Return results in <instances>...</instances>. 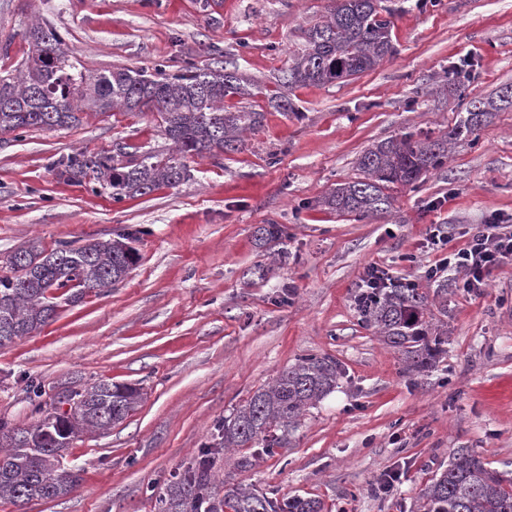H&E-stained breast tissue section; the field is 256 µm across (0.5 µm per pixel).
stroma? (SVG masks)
<instances>
[{
	"mask_svg": "<svg viewBox=\"0 0 512 512\" xmlns=\"http://www.w3.org/2000/svg\"><path fill=\"white\" fill-rule=\"evenodd\" d=\"M326 3L0 0V73L31 53L25 31L40 22L97 72L159 63L176 72L231 57L265 89L249 100L265 117L242 151L195 160L180 186L120 202L60 179L51 164L77 149L166 148L156 113L0 134V276L32 240L51 249L129 233L140 254L123 281L60 305L40 330L0 348V419L17 426L36 420L33 382L53 394L102 377L143 393L122 423L69 448L79 483L26 512H156V493L214 445L217 421L305 354L336 361V389L277 455L247 469L237 454L218 455L219 478L280 499L313 497L323 512H419L421 489L459 448L512 478V264L475 295L460 276L426 274L438 257L430 225L453 247L489 218L512 225V109L417 187L395 189L385 218L322 204L357 177L373 144L455 125L454 63L476 73L469 96L512 85V0H387L392 56L340 84L290 89L295 111L269 108L276 76ZM265 224L286 227L287 257L259 247ZM372 263L430 292L447 287L448 343L431 368L406 370L361 325L353 295Z\"/></svg>",
	"mask_w": 512,
	"mask_h": 512,
	"instance_id": "1",
	"label": "stroma"
}]
</instances>
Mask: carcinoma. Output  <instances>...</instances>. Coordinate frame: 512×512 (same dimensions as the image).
<instances>
[{"label":"carcinoma","instance_id":"carcinoma-1","mask_svg":"<svg viewBox=\"0 0 512 512\" xmlns=\"http://www.w3.org/2000/svg\"><path fill=\"white\" fill-rule=\"evenodd\" d=\"M393 14L384 0H331L323 20L302 31V43L277 76L283 89L341 83L374 69L394 54ZM26 37L31 56L16 74L0 75V132L68 128L85 111L155 112L168 150L141 147L87 154L73 152L56 162L58 176L88 184L112 199L143 196L161 186L177 187L191 177L190 161L240 150L245 135L262 126L264 113L250 106L234 110L227 97L251 98L262 92L246 82L230 60L222 66L186 67L168 73L121 68L94 73L65 47L53 28L32 25ZM512 108V86L495 96L472 98L447 132L414 140L396 137L366 149L357 167L361 176L336 185L323 204L340 213L376 218L388 213L390 190L413 187L442 168L448 152L464 144L494 113ZM284 228L266 224L257 230L260 245L283 244ZM137 261L128 238L62 243L47 252L38 242L15 251L8 263L12 275L0 277V336H26L51 320L58 300L77 303L86 287L102 291L121 282ZM355 303L361 323L398 352L407 369L428 367L448 343V289L430 295L414 283L388 288H360ZM338 368L328 356L305 355L273 382L216 424L220 442L205 447L184 465L156 499L157 512H323L315 498L293 495L283 500L236 484L215 486V455L222 449L254 448L237 461L246 469L259 457L285 447L288 435L312 407L336 388ZM38 419L28 427L0 420V502L23 506L34 500L67 494L77 481L64 465L72 443L85 432L105 434L123 422L142 399L141 388L100 380L84 389L57 393L30 385ZM76 405L64 416L57 403ZM468 448H458L448 466L421 489L423 512H512V489Z\"/></svg>","mask_w":512,"mask_h":512}]
</instances>
